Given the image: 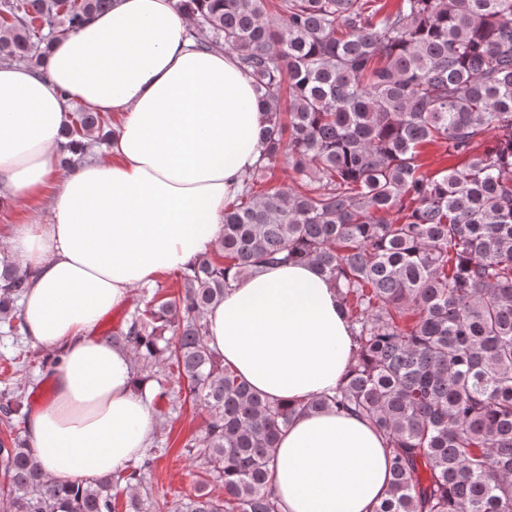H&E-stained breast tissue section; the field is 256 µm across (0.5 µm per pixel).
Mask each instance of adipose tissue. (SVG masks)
Here are the masks:
<instances>
[{
	"mask_svg": "<svg viewBox=\"0 0 512 512\" xmlns=\"http://www.w3.org/2000/svg\"><path fill=\"white\" fill-rule=\"evenodd\" d=\"M177 0H113L56 41L44 71L0 66V195L51 194L48 220L17 224L30 271L21 317L55 354L52 395L26 433L48 475L86 481L138 459L155 431L130 352L94 334L134 288L214 248L224 207L259 156L265 114L233 55L199 50ZM109 112L108 156L57 175L66 100ZM207 340L251 388L291 402L335 389L353 358L338 295L311 264L265 266L206 313ZM389 458L362 418L297 416L278 440L271 483L282 512H373Z\"/></svg>",
	"mask_w": 512,
	"mask_h": 512,
	"instance_id": "adipose-tissue-1",
	"label": "adipose tissue"
}]
</instances>
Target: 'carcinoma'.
<instances>
[{"mask_svg": "<svg viewBox=\"0 0 512 512\" xmlns=\"http://www.w3.org/2000/svg\"><path fill=\"white\" fill-rule=\"evenodd\" d=\"M112 0H0V65H44L53 44ZM189 36L254 79L261 151L224 206L213 259L157 286L107 336L170 411L207 410L184 443L193 497L141 494L160 452L77 484L50 480L21 435L28 386L0 391V512H281L270 484L283 428L326 408L359 415L390 458L374 512H512V0H178ZM80 107L61 168L110 138ZM491 146L478 152L486 140ZM429 144L464 159L422 171ZM297 187L259 190L282 163ZM310 262L338 293L355 362L335 393L288 406L254 391L206 341L232 278ZM28 274L0 259V321L24 328ZM218 484L224 496L210 486Z\"/></svg>", "mask_w": 512, "mask_h": 512, "instance_id": "obj_1", "label": "carcinoma"}]
</instances>
